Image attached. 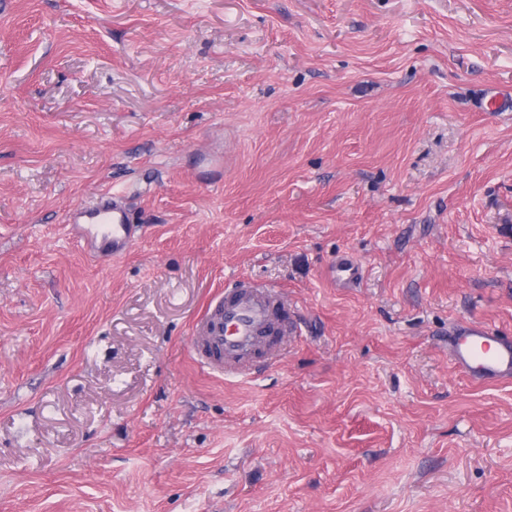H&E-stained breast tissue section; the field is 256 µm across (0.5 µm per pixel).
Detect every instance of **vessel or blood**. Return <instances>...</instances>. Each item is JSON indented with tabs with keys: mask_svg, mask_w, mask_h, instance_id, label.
<instances>
[{
	"mask_svg": "<svg viewBox=\"0 0 512 512\" xmlns=\"http://www.w3.org/2000/svg\"><path fill=\"white\" fill-rule=\"evenodd\" d=\"M68 222L83 248L102 259L122 256L138 239L126 204L115 193L93 206L74 208ZM292 332L288 313L273 290L240 281L226 285L207 306L193 329V344L210 369L242 374L260 352L276 354ZM448 352L453 363L474 379H512V339L479 321L457 325Z\"/></svg>",
	"mask_w": 512,
	"mask_h": 512,
	"instance_id": "obj_1",
	"label": "vessel or blood"
}]
</instances>
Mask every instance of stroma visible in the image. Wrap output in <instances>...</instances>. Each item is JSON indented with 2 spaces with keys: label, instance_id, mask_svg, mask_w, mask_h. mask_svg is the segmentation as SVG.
Returning a JSON list of instances; mask_svg holds the SVG:
<instances>
[{
  "label": "stroma",
  "instance_id": "1",
  "mask_svg": "<svg viewBox=\"0 0 512 512\" xmlns=\"http://www.w3.org/2000/svg\"><path fill=\"white\" fill-rule=\"evenodd\" d=\"M242 279L299 332L232 379ZM467 318L512 336V0H0V512H512ZM68 222L83 248L102 259L122 256L139 237L126 203L115 193L93 206L74 208ZM193 329V344L218 373H246L257 354L274 356L293 333L277 294L253 282L224 286Z\"/></svg>",
  "mask_w": 512,
  "mask_h": 512
}]
</instances>
